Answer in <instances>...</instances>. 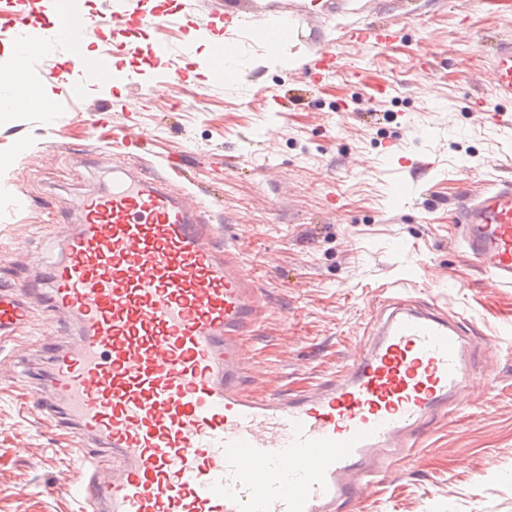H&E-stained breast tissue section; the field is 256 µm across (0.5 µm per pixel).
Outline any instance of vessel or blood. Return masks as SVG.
<instances>
[{"mask_svg":"<svg viewBox=\"0 0 512 512\" xmlns=\"http://www.w3.org/2000/svg\"><path fill=\"white\" fill-rule=\"evenodd\" d=\"M41 28L75 44L92 26L57 0ZM234 52L213 44L214 79ZM487 69L490 94L512 101V41ZM78 213L57 259L0 284V336L38 308L69 328L45 337L50 371L32 398L71 431L86 474L81 512H339L456 412L477 357L464 319L390 297L343 375L259 396L243 387L263 294L245 242L225 244L203 200L144 170L113 169L111 190L83 198ZM461 245L512 287L511 181L467 197Z\"/></svg>","mask_w":512,"mask_h":512,"instance_id":"obj_1","label":"vessel or blood"}]
</instances>
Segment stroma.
<instances>
[{"label":"stroma","instance_id":"obj_1","mask_svg":"<svg viewBox=\"0 0 512 512\" xmlns=\"http://www.w3.org/2000/svg\"><path fill=\"white\" fill-rule=\"evenodd\" d=\"M227 0H84L91 16L167 10L164 27L140 28L164 61L114 57L123 82L78 95L70 47L19 58L29 31L0 39V96L23 69L50 84L39 108L0 113V281L20 283L58 253L76 205L107 184L113 165L168 159L211 208L209 223L246 242L264 289L247 338L244 379L258 394L300 393L344 373L385 289L461 317L482 353L460 395L370 488L355 512H512V288L494 287L451 243L465 196L512 179V101L492 99L483 43L512 39V0H243L246 20L207 27ZM290 27L280 57L256 30ZM396 28L379 49L349 31ZM237 48L233 77L202 73L217 39ZM323 48L340 69L315 79ZM187 50L197 67L165 76ZM137 141L125 148L124 139ZM60 326L35 312L31 334L0 342V512H78L81 462L65 430L38 405L21 407L50 366L40 336Z\"/></svg>","mask_w":512,"mask_h":512}]
</instances>
